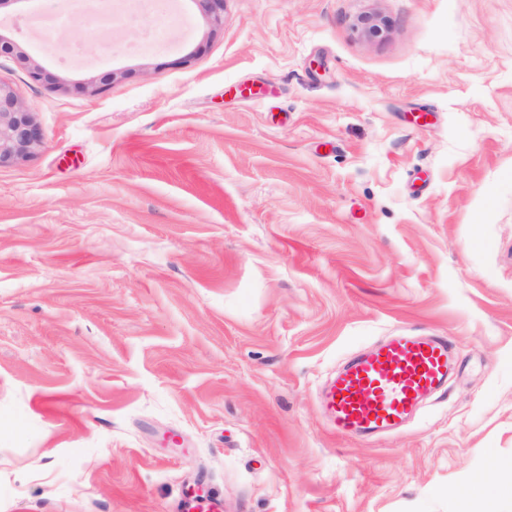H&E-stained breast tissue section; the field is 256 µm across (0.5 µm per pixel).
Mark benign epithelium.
<instances>
[{
	"label": "benign epithelium",
	"mask_w": 512,
	"mask_h": 512,
	"mask_svg": "<svg viewBox=\"0 0 512 512\" xmlns=\"http://www.w3.org/2000/svg\"><path fill=\"white\" fill-rule=\"evenodd\" d=\"M216 32L224 22V0H191ZM10 56L38 83L61 86L58 79L34 64L12 40L0 33V56ZM43 143V134L33 116V105L23 100L14 87L0 80V166L22 160Z\"/></svg>",
	"instance_id": "obj_1"
}]
</instances>
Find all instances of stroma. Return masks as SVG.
<instances>
[{"mask_svg":"<svg viewBox=\"0 0 512 512\" xmlns=\"http://www.w3.org/2000/svg\"><path fill=\"white\" fill-rule=\"evenodd\" d=\"M177 9L0 7L67 82L0 59L43 132L0 167V512H177L199 476L224 512H457L512 461V0ZM408 328L455 344L447 393L329 433L326 380ZM210 24L211 31H217L224 22V0H191Z\"/></svg>","mask_w":512,"mask_h":512,"instance_id":"stroma-1","label":"stroma"}]
</instances>
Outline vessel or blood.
I'll use <instances>...</instances> for the list:
<instances>
[{
  "label": "vessel or blood",
  "instance_id": "obj_1",
  "mask_svg": "<svg viewBox=\"0 0 512 512\" xmlns=\"http://www.w3.org/2000/svg\"><path fill=\"white\" fill-rule=\"evenodd\" d=\"M456 352L445 336L401 332L354 355L320 396L329 428L373 438L402 428L417 405L448 386ZM187 512H224L222 499L197 491Z\"/></svg>",
  "mask_w": 512,
  "mask_h": 512
}]
</instances>
